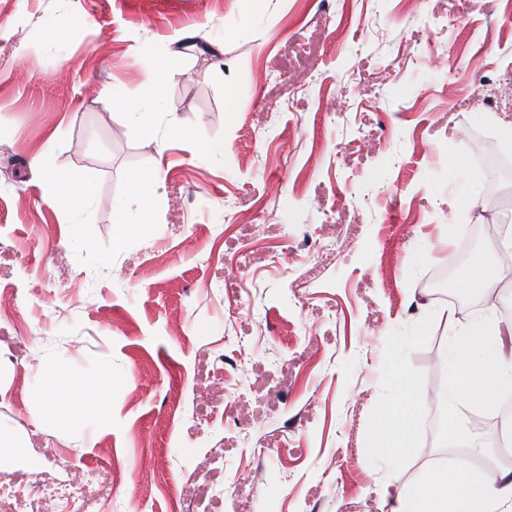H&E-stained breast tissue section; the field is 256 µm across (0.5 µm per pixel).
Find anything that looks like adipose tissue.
I'll return each instance as SVG.
<instances>
[{
	"instance_id": "1",
	"label": "adipose tissue",
	"mask_w": 512,
	"mask_h": 512,
	"mask_svg": "<svg viewBox=\"0 0 512 512\" xmlns=\"http://www.w3.org/2000/svg\"><path fill=\"white\" fill-rule=\"evenodd\" d=\"M113 105L125 108L131 121H140L144 112L163 109L157 69H149L135 100H127L116 90L107 94ZM490 329L477 326L468 330L455 346L456 380L448 400V427L456 429L462 408L472 401L512 386V352H504L489 343ZM396 380L402 394L379 414L376 422L374 453L397 461L411 450L417 423L408 390L409 376L398 371ZM104 381L77 382L67 378L52 383L45 403L39 409V421L51 423L70 414L97 415L111 422ZM389 512H512V473L476 474L466 467H434L421 479L404 484L388 495Z\"/></svg>"
}]
</instances>
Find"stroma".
Listing matches in <instances>:
<instances>
[{"label": "stroma", "mask_w": 512, "mask_h": 512, "mask_svg": "<svg viewBox=\"0 0 512 512\" xmlns=\"http://www.w3.org/2000/svg\"><path fill=\"white\" fill-rule=\"evenodd\" d=\"M161 52L168 111L223 159L104 97ZM0 124V482L78 477L69 512H170L173 485L184 512H384L443 452L512 470L494 401L452 449L440 427L448 318L501 323L512 269L490 301L430 286L494 261L485 222L512 213V174L468 180L478 144L512 159V0H0ZM49 170L90 188L81 223ZM135 173L161 182L142 213ZM399 369L418 429L396 465L370 430ZM106 370L111 424L37 420L50 376Z\"/></svg>", "instance_id": "stroma-1"}]
</instances>
